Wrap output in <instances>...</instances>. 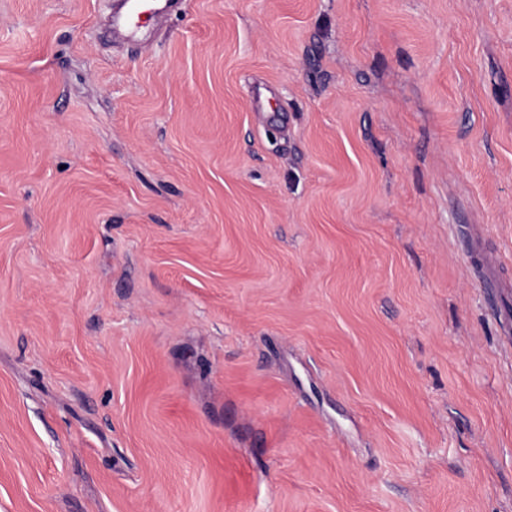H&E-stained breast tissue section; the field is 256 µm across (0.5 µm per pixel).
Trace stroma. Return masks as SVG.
<instances>
[{"instance_id": "35a3bbf8", "label": "stroma", "mask_w": 512, "mask_h": 512, "mask_svg": "<svg viewBox=\"0 0 512 512\" xmlns=\"http://www.w3.org/2000/svg\"><path fill=\"white\" fill-rule=\"evenodd\" d=\"M0 0V512H512V0Z\"/></svg>"}]
</instances>
